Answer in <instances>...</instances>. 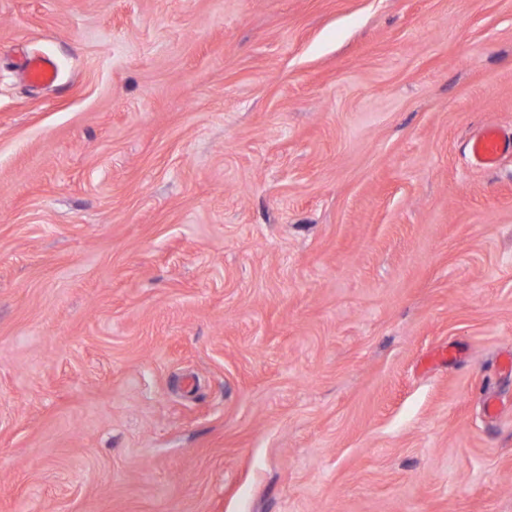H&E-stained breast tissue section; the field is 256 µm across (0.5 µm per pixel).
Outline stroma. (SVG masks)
Listing matches in <instances>:
<instances>
[{
	"label": "stroma",
	"instance_id": "1",
	"mask_svg": "<svg viewBox=\"0 0 512 512\" xmlns=\"http://www.w3.org/2000/svg\"><path fill=\"white\" fill-rule=\"evenodd\" d=\"M485 126L512 0H0V512H512ZM23 72L26 79L36 85H49L56 77L55 65L47 58L27 59L23 64Z\"/></svg>",
	"mask_w": 512,
	"mask_h": 512
}]
</instances>
